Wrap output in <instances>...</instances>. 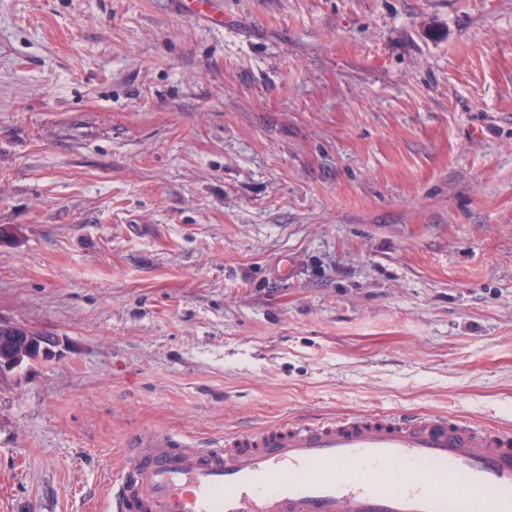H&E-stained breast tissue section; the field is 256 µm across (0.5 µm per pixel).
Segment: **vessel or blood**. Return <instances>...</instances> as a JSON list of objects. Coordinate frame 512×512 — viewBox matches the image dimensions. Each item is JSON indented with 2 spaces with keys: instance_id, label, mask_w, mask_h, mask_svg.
<instances>
[{
  "instance_id": "obj_1",
  "label": "vessel or blood",
  "mask_w": 512,
  "mask_h": 512,
  "mask_svg": "<svg viewBox=\"0 0 512 512\" xmlns=\"http://www.w3.org/2000/svg\"><path fill=\"white\" fill-rule=\"evenodd\" d=\"M113 512H512V432L441 415L281 422L188 446L135 432Z\"/></svg>"
}]
</instances>
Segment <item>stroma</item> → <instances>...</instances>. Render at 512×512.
I'll list each match as a JSON object with an SVG mask.
<instances>
[{
  "label": "stroma",
  "instance_id": "35a3bbf8",
  "mask_svg": "<svg viewBox=\"0 0 512 512\" xmlns=\"http://www.w3.org/2000/svg\"><path fill=\"white\" fill-rule=\"evenodd\" d=\"M0 0V512L129 434L512 429V0ZM3 337L6 340L8 349L17 351V360L12 364H0V381L11 375L13 370L16 371L22 368L23 365L29 364L30 359L31 361H37V351H34L36 349L39 351L43 362H48L57 357L62 350L60 348L63 344L62 341L53 337L33 335L31 333ZM23 356L27 357L22 358ZM20 358H22V360L18 362ZM17 362V367L14 369Z\"/></svg>",
  "mask_w": 512,
  "mask_h": 512
}]
</instances>
